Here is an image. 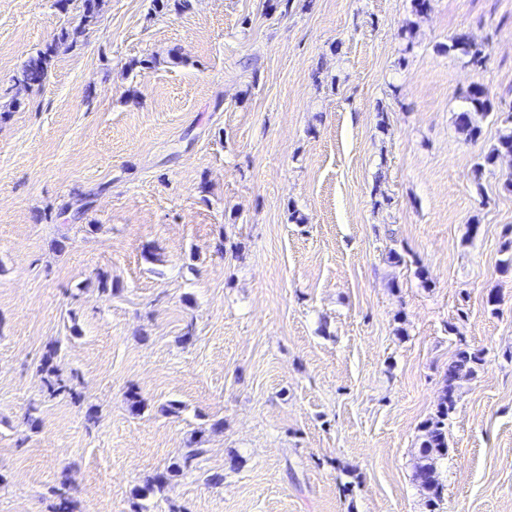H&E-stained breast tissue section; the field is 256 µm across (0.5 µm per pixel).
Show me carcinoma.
<instances>
[{
	"label": "carcinoma",
	"instance_id": "1",
	"mask_svg": "<svg viewBox=\"0 0 512 512\" xmlns=\"http://www.w3.org/2000/svg\"><path fill=\"white\" fill-rule=\"evenodd\" d=\"M82 33L80 28L63 30L54 44L29 58L21 66L16 75V84L23 88L42 86L48 79V58L51 53L69 42L75 40ZM438 52L460 59L464 64L476 71L486 69L490 59L489 42H476L466 34H455L448 37V42L438 46ZM461 108L456 116V124L467 143L477 142L483 134L481 120L492 116L500 125L498 138L487 151L481 153L472 171L474 182H479L483 174L493 169L495 160L512 156V102L506 103L496 99L490 88L478 93L467 87L460 93ZM484 359L480 352L460 349L448 363L444 375L443 386L439 394L436 413L426 419L422 425L420 446L417 450L414 463V480L426 492L431 505H436L443 498L444 484L440 481L438 463L448 456V416L456 403L457 384L465 379L472 378ZM38 371L44 375L47 391L51 396L68 394L75 397L72 387L59 379L53 365V356L44 358L39 364ZM203 449L191 448L183 457L182 463L174 462L166 472L157 480H168L177 477L196 456L202 454Z\"/></svg>",
	"mask_w": 512,
	"mask_h": 512
}]
</instances>
